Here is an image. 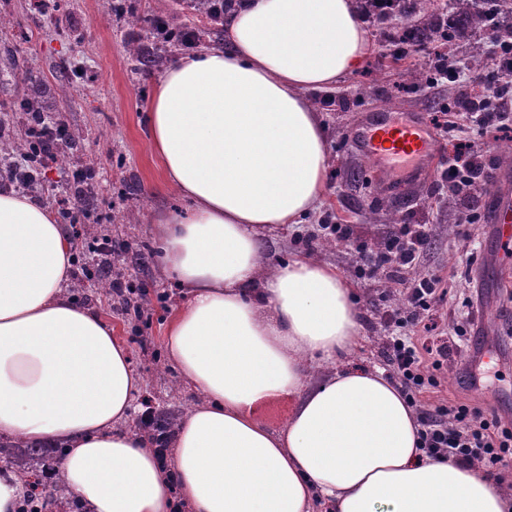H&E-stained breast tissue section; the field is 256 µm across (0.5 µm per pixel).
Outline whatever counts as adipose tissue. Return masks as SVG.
Instances as JSON below:
<instances>
[{
	"instance_id": "ef3b65f1",
	"label": "adipose tissue",
	"mask_w": 512,
	"mask_h": 512,
	"mask_svg": "<svg viewBox=\"0 0 512 512\" xmlns=\"http://www.w3.org/2000/svg\"><path fill=\"white\" fill-rule=\"evenodd\" d=\"M225 46L181 56L148 104L162 184L189 206L155 220L163 270L186 292L165 326L199 399L165 446L130 431L142 385L104 317L67 294L73 248L53 212L0 193V436L61 449L85 512H512V483L432 460L399 386L343 368L355 290L300 254L261 275L265 235L323 202L325 128L309 92L372 54L360 0H240ZM292 401L286 425L264 408Z\"/></svg>"
}]
</instances>
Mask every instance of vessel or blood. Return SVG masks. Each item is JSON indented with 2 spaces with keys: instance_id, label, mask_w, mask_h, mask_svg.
<instances>
[{
  "instance_id": "vessel-or-blood-1",
  "label": "vessel or blood",
  "mask_w": 512,
  "mask_h": 512,
  "mask_svg": "<svg viewBox=\"0 0 512 512\" xmlns=\"http://www.w3.org/2000/svg\"><path fill=\"white\" fill-rule=\"evenodd\" d=\"M354 150L374 167L405 178L421 177L426 164L438 153L434 139L421 117H411L395 123L382 114L371 115L367 123L351 135ZM491 216L500 237L512 239V197L491 190Z\"/></svg>"
}]
</instances>
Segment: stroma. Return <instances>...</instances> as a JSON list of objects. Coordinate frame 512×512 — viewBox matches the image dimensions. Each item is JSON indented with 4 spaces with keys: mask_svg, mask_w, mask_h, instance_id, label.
Masks as SVG:
<instances>
[{
    "mask_svg": "<svg viewBox=\"0 0 512 512\" xmlns=\"http://www.w3.org/2000/svg\"><path fill=\"white\" fill-rule=\"evenodd\" d=\"M124 0H0V114L19 120L14 106L21 97L37 95L49 104V115L79 133L76 149L45 170L44 185L66 188L74 167L92 168L96 197L90 207L98 225L123 248L114 264L133 286H148L142 319L115 308L107 288L73 291V298L98 310L124 336L132 366L145 386L137 411H177L196 403L168 362L163 332L170 311L185 296L154 255L148 232L152 217L184 204L160 185L158 163L150 149L147 104L165 72L164 66L131 60L128 40L156 41L155 15L173 11L187 26L201 30L200 46L223 44L225 32H208V23L179 0H135L136 17L120 9ZM373 55L336 88L313 93L327 128L329 157L323 204L318 216L279 230L266 247V261L276 264L309 254L332 264L355 288L362 314L361 337L345 365L385 369L386 337L382 317L403 300L401 291L386 292L385 275L360 276V249L400 235L408 224L428 225L432 236L419 262L406 269L409 279L440 276L448 295L437 304L439 327L456 340L452 361L440 376L439 396L450 402L478 401L503 419L512 420V243L502 242L490 214L487 193L474 197L435 193L441 171L433 164L420 181L398 180L387 188L383 175L349 143L353 127L371 114L388 113L401 121L415 113L426 120L458 123L456 136L470 140L486 169L500 176V189L512 195V177L502 178L501 149L512 146V132L484 134L450 108L448 98L474 79L464 69V45L452 46L448 62L460 68L458 81L434 72L423 88L410 84L411 71L425 69L423 51L389 55L386 40L371 30ZM470 227L463 240L449 234L447 215ZM344 224L348 238L326 235L324 225Z\"/></svg>",
    "mask_w": 512,
    "mask_h": 512,
    "instance_id": "stroma-1",
    "label": "stroma"
}]
</instances>
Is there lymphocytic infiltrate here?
Here are the masks:
<instances>
[{"instance_id": "obj_1", "label": "lymphocytic infiltrate", "mask_w": 512, "mask_h": 512, "mask_svg": "<svg viewBox=\"0 0 512 512\" xmlns=\"http://www.w3.org/2000/svg\"><path fill=\"white\" fill-rule=\"evenodd\" d=\"M65 134V128L50 127L44 115H32L27 128L30 149L27 163L1 165L0 181L19 184L26 180L29 170L53 165ZM492 179V173L485 169L472 145L460 141L453 147L440 184L447 187L449 193L473 196L486 190ZM429 240L426 225L417 224L406 228L401 238L386 242L380 248H366L360 255L362 271L372 276L386 271L400 278L403 288L405 306L392 311L386 320L384 358L418 414L419 448L427 457L476 462L487 470L499 471L512 465L511 423H503L496 412L471 403H440L427 408L420 401L423 393L439 387L436 373L451 356L447 340L429 339L418 344L410 336L413 328L432 320L433 307L443 298L438 276L413 281L400 277L402 269L420 256Z\"/></svg>"}]
</instances>
